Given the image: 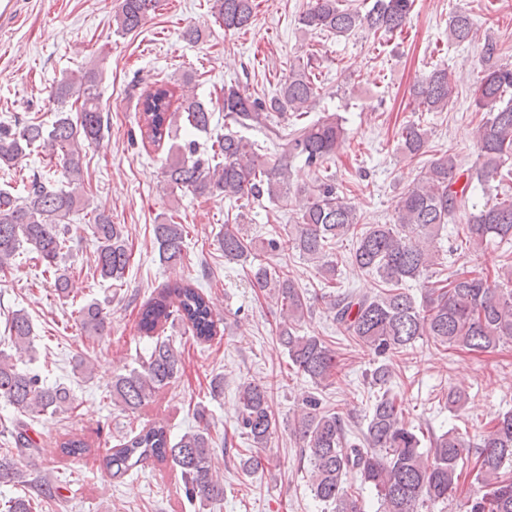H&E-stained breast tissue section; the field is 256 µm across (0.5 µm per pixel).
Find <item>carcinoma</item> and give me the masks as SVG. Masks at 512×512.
<instances>
[{
    "mask_svg": "<svg viewBox=\"0 0 512 512\" xmlns=\"http://www.w3.org/2000/svg\"><path fill=\"white\" fill-rule=\"evenodd\" d=\"M414 0H374L362 13L341 7L340 0H315L298 23L310 31H326L348 37L358 31L376 33L402 31ZM158 0H119L113 21L116 31L130 34L142 28L155 11ZM211 9L226 30H238L252 24L255 0H212ZM448 34L457 44L476 39L471 17L456 12L448 22ZM482 78L475 94L478 110L487 113L476 130L479 167L475 173H461L456 157L444 152L433 158L423 175L402 193L392 224H363L352 206L336 192V186L319 178L303 188L304 202L298 224L280 239L261 243L242 232L239 222L225 223L219 239L228 261L246 262L255 250L296 252L302 259L317 263L322 282L336 284L337 263L326 247L345 237L355 239L352 263L379 278L381 289L373 294L343 292L330 303L334 319L347 335L381 359L370 371V384L379 387L372 413L361 438L350 442L345 437L341 417L321 407L310 396L304 408L290 423L294 436L306 451L310 464L309 488L313 497L334 507V512H364L360 489L347 490L346 476L354 472L361 486L376 491L379 512H420L427 502L444 501L455 495L463 476L460 461L477 447L473 495L466 512H512V473L504 470L512 460V411L498 414L491 426L471 445L456 429L428 437L430 450L422 451V439L408 426L403 408L390 394L387 384L393 377L392 361L398 354L426 336L440 346L469 351H490L504 341L512 342V264L498 268L491 280L484 276L455 274L430 281L428 270L436 264V238L458 213L469 207L468 192L472 180L485 186L512 170L504 164L512 159V68L499 59L498 44L486 39L482 46ZM96 73L91 69L70 73L55 87L54 98L64 104L74 97L80 101L76 115L58 112L49 129L40 123L0 124V166L13 168L40 148L62 168L69 189L55 186L35 173L24 186L25 196L16 197L0 189V266L5 267L22 248L36 252L47 267L55 269L54 287L69 297L73 284L60 271L58 262L69 252L73 240L70 216L84 208L80 192L83 182L82 146L98 142L104 120L95 92ZM191 78L162 81L138 101L141 137L160 146L171 145L163 160V178L171 190H188L201 196L259 199L276 202L288 199V159L300 158L304 164L320 170L342 147L346 139L342 118L327 113L302 126L291 135L283 134L270 118L287 112L299 118L316 101L317 87L306 67L293 66L278 94L269 99L254 98L237 86L224 89V126L227 133L211 145V153L200 154L195 141L176 143L180 121L198 131L207 132L212 112L189 89ZM453 91L452 74L445 66L435 67L413 88L412 102L419 112H438L448 106ZM260 131L272 141L278 152L270 163L258 152V144L238 134L236 129ZM404 153L415 158L426 153L428 132L411 122L400 128ZM466 183L457 187L462 176ZM98 243L96 271L104 280L123 277L130 253L122 225L112 217L98 213L91 224ZM465 244L476 252L498 241H512V194L495 198L483 208L469 213L461 225ZM186 226L174 222L154 226L159 260L175 264L182 259ZM422 281L421 302H416L405 286ZM255 287L276 298L279 307V342L288 360L315 385L338 378L343 370L336 351L317 336L299 334V322L308 311L306 298L297 288L290 271L268 265L252 266ZM81 325L101 333L105 319L96 303L78 309ZM188 324L193 336L209 341L218 333L219 319L214 306L201 289L190 282L168 285L143 306L139 326L151 333L169 321ZM7 340L15 353L0 351V399L21 414L31 417L55 414L72 407L73 396L63 386H49L34 371H21L17 360L34 361L32 325L28 316L12 312L5 321ZM180 355L170 342L155 343L141 368L112 381V401L130 415L135 413L158 389L168 385L180 369ZM240 425L255 448L267 447L276 433V418L270 406L271 387L244 382L238 388ZM11 448L0 459V481L10 482L17 475L14 458H29L38 453V445L28 434V424L18 420L10 431ZM89 451L77 437L66 439L61 452L78 458ZM213 446L209 422L199 416L197 429L173 441L162 424L137 428L133 436L107 450L103 465L116 480L130 475L147 460L172 461L180 468L185 492L190 500L217 512L224 504V483L213 473Z\"/></svg>",
    "mask_w": 512,
    "mask_h": 512,
    "instance_id": "obj_1",
    "label": "carcinoma"
}]
</instances>
